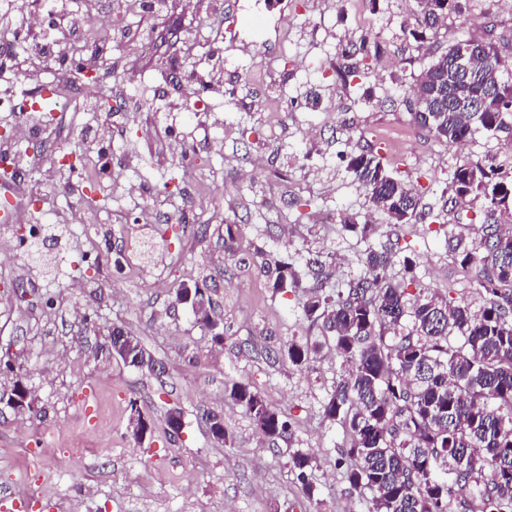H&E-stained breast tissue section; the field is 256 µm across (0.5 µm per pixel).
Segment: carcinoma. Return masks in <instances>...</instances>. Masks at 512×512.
I'll return each mask as SVG.
<instances>
[{"label":"carcinoma","mask_w":512,"mask_h":512,"mask_svg":"<svg viewBox=\"0 0 512 512\" xmlns=\"http://www.w3.org/2000/svg\"><path fill=\"white\" fill-rule=\"evenodd\" d=\"M470 0H435L434 7L410 10L401 23L407 60L423 62L414 84L427 80L429 93L412 98L402 85L386 92L403 97L413 123L436 140L461 144L477 132L489 137L512 134V69L504 64L489 21L484 36L461 33ZM475 55L468 71L451 60L461 51ZM382 49L362 37L340 45L336 81L347 88L366 78L380 62ZM347 170L366 191L371 209L402 228L424 218L437 224L441 213L425 210L416 188L383 162L368 144L345 157ZM443 207L467 206L481 222L466 244L444 236L456 262L475 270L470 287L480 291L481 308L430 292L415 275L407 254L395 275L388 274L392 250L370 244L373 225L339 222L367 243L366 272L337 291H326L328 277L317 272L305 291L302 314L320 327L323 340H289L274 357L306 364L331 343L344 371L322 404L349 436L336 466L349 487L370 504L369 512H512V161L494 155L455 167L442 190ZM243 224L224 225V251L260 264L269 288L284 293L303 283L290 264L256 246L240 253ZM198 304L213 308L206 281L188 283ZM105 351L127 367L143 368L152 358L138 338L106 340ZM228 396L243 406L258 432L275 441L291 435V421L272 410L249 384L234 381ZM308 454L293 457V467L308 489ZM473 488V497L455 490Z\"/></svg>","instance_id":"cac0c4a2"}]
</instances>
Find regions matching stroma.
<instances>
[{"label":"stroma","instance_id":"35a3bbf8","mask_svg":"<svg viewBox=\"0 0 512 512\" xmlns=\"http://www.w3.org/2000/svg\"><path fill=\"white\" fill-rule=\"evenodd\" d=\"M251 2L166 0L148 15L135 0H79L78 9L112 31L104 58L118 84L140 88L137 111L112 118L111 179L84 181L83 197L63 192L59 154L77 146L93 119L86 101L102 87L75 81L70 65L55 59L14 88L21 101L71 80L78 96L71 111L45 120L35 166L0 182V196H11L22 224H97L98 246L63 238L66 274L53 278L26 251L0 244V358L16 365L0 374V392L19 380L34 399L22 413L0 403V512H367L336 467L344 429L320 411L342 359L330 346L300 367L268 358L266 347L312 341L320 331L302 318V292L273 295L259 266L227 259L224 225H244V243L291 262L332 255L328 269L341 284L362 273L365 245L341 227L339 213L359 224L385 221L368 210L346 155L374 144L417 176L424 206L436 208L456 166L488 153L512 157V136L479 134L449 148L415 128L403 102L385 101L393 83L411 85L420 72L397 52L412 0H281L263 13ZM491 15L512 62V0H471L466 27L482 36ZM362 18L382 34L380 62L364 81L375 92L368 106L333 72L337 45L356 35ZM158 24L180 31V42L147 40ZM217 51L220 73L207 67ZM200 81L211 86L208 109H186V93ZM311 90L319 105L306 104ZM181 139L189 154L177 151ZM172 177L177 190L157 193ZM300 198L312 206L297 208ZM175 199L181 222L195 231L161 248L162 216ZM411 239L428 288L481 306L429 223L416 224ZM191 279L211 290L223 344L174 300L173 285ZM12 285L25 300L10 296ZM113 326L136 336L163 373L107 358L101 346ZM234 380L290 418V439L258 433L224 393ZM174 406L184 415L177 435L166 426ZM135 407L153 424L140 444L129 432ZM207 412L223 417L231 446L213 440ZM44 430L54 443L30 460V442ZM298 453L314 458L303 482L291 462Z\"/></svg>","mask_w":512,"mask_h":512}]
</instances>
